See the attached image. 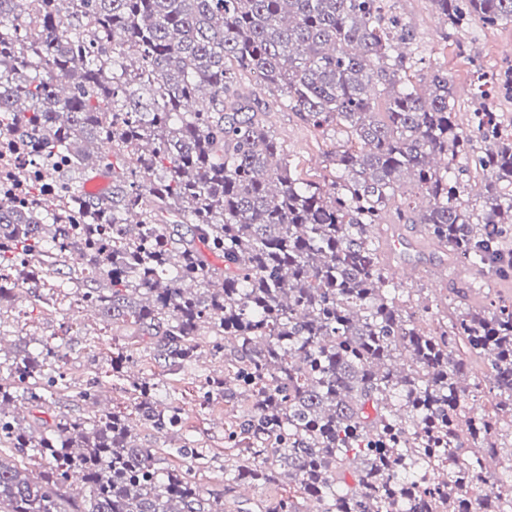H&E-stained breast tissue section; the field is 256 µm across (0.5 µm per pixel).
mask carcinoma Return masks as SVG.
I'll use <instances>...</instances> for the list:
<instances>
[{
    "mask_svg": "<svg viewBox=\"0 0 512 512\" xmlns=\"http://www.w3.org/2000/svg\"><path fill=\"white\" fill-rule=\"evenodd\" d=\"M444 22L512 21V0H433ZM390 0H0V136L33 139L31 160L61 195L8 154L0 171V298L30 263L56 288L80 290L103 321L122 327L165 371L207 349L228 378L202 388L248 409L227 429L250 457L224 465V491L283 468L293 491L261 512H512V443L505 477L484 460L512 438V300L447 324L412 289L385 275L369 232L406 184L434 242L483 269L512 268V137L485 109L474 130L453 112L448 74L418 80L398 45L403 18L382 25ZM255 74L283 103L348 139L341 182H303L241 94ZM485 152L473 160V133ZM486 172L481 214L460 174ZM106 172L86 194L70 174ZM221 258L208 263L206 253ZM209 340H204V337ZM60 346L0 360V512H228L205 496L194 465L158 466L128 417L19 423L21 401L41 414L60 389ZM486 362L496 392L469 406L465 381ZM150 375L129 380L142 423L182 428L181 407L156 402ZM32 462L27 467L17 460ZM468 472L473 494L460 491ZM78 479L88 498L64 488Z\"/></svg>",
    "mask_w": 512,
    "mask_h": 512,
    "instance_id": "1",
    "label": "carcinoma"
}]
</instances>
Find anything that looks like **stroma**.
Instances as JSON below:
<instances>
[{
	"mask_svg": "<svg viewBox=\"0 0 512 512\" xmlns=\"http://www.w3.org/2000/svg\"><path fill=\"white\" fill-rule=\"evenodd\" d=\"M395 10L413 33L412 41L403 45V52L421 59L422 71L439 69L447 73L453 85L456 121L463 129H472L480 103L478 83H492L512 73V22L489 26L475 20L454 29L440 19L430 0H396ZM238 85L243 93L265 106L266 124L300 178L330 185L337 175L335 148L347 141L344 130L332 127L326 133L317 132L249 73H240ZM372 235L388 270L406 263L413 265L415 275L405 280V287L414 289L420 300L436 304L439 310L452 315L459 313L458 294L465 288L512 298V273L489 287L476 277H457L455 271L461 268V261L436 250L423 225L399 223L392 212L386 224L374 227ZM399 240L416 241L418 248L402 257L394 255L392 248ZM38 293L41 302L20 293L0 311V356L11 357L19 346L32 350L46 344L62 347V365L71 390L57 397L50 414L84 416L92 408L103 414L123 413L135 421L138 442L159 449L165 468L184 466L177 447L181 435H189L208 454L207 464L196 472L200 489L207 495L223 492L224 461L236 456L235 451L225 448L224 430L242 410L220 401L204 403L200 390L205 377L223 375V357L206 353L180 373H154L167 399L181 407L183 416L181 434L158 433L137 424L127 386L113 380L110 368L113 351L121 347L134 357V374L151 371L152 363L142 347L122 336L120 329L104 324L100 317L86 316V305L73 290L42 285ZM93 380L99 390L94 404L73 399V391Z\"/></svg>",
	"mask_w": 512,
	"mask_h": 512,
	"instance_id": "obj_1",
	"label": "stroma"
}]
</instances>
